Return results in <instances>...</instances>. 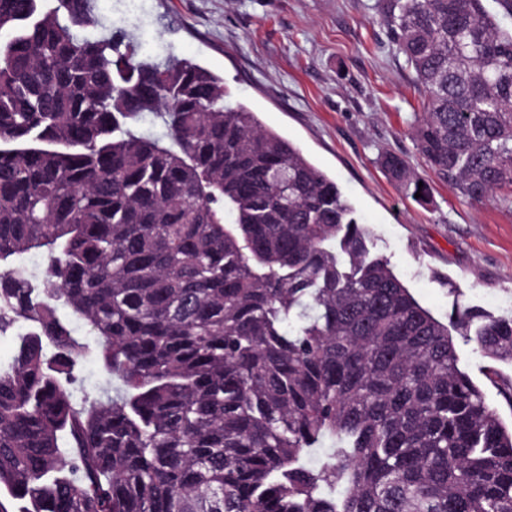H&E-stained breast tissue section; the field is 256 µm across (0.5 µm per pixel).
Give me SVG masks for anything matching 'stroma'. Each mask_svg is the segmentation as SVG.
Returning a JSON list of instances; mask_svg holds the SVG:
<instances>
[{"label":"stroma","instance_id":"stroma-1","mask_svg":"<svg viewBox=\"0 0 512 512\" xmlns=\"http://www.w3.org/2000/svg\"><path fill=\"white\" fill-rule=\"evenodd\" d=\"M377 0H100L101 25L124 28L162 59H194L223 77L228 104L244 103L343 187L374 250L437 318L453 305L512 315V206L472 205L440 181L420 204L378 163L406 156L420 175L410 124L421 111L413 73L389 49ZM462 364L504 423L512 402L486 377L497 367L457 339Z\"/></svg>","mask_w":512,"mask_h":512}]
</instances>
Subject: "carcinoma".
Returning a JSON list of instances; mask_svg holds the SVG:
<instances>
[{"instance_id": "obj_1", "label": "carcinoma", "mask_w": 512, "mask_h": 512, "mask_svg": "<svg viewBox=\"0 0 512 512\" xmlns=\"http://www.w3.org/2000/svg\"><path fill=\"white\" fill-rule=\"evenodd\" d=\"M96 2L0 0V490L19 512H512V426L455 344L512 364V315L435 317L224 78L123 30L79 35ZM495 3L376 6L422 96L416 149L472 204L512 202V0ZM145 112L171 144L133 130ZM378 161L429 201L404 156ZM90 359L107 379L87 390Z\"/></svg>"}]
</instances>
